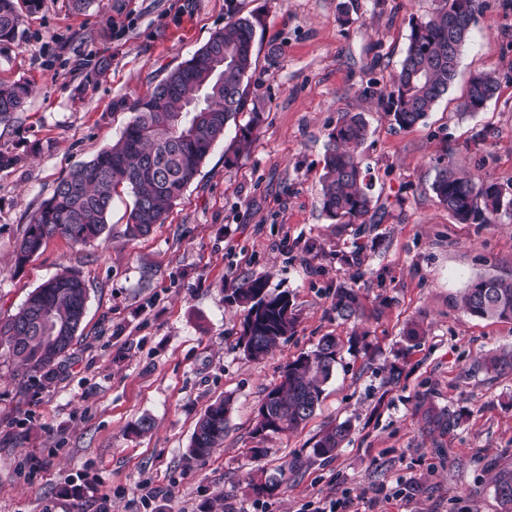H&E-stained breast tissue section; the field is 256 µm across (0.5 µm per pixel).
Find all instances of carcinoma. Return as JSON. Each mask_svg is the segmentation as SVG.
I'll list each match as a JSON object with an SVG mask.
<instances>
[{"label": "carcinoma", "mask_w": 512, "mask_h": 512, "mask_svg": "<svg viewBox=\"0 0 512 512\" xmlns=\"http://www.w3.org/2000/svg\"><path fill=\"white\" fill-rule=\"evenodd\" d=\"M427 17H414L405 54L392 85L379 88L367 83L365 97L384 106L398 128L407 130L422 123L437 102L453 86L461 51L469 40L480 0H436ZM224 28L213 33L190 59L156 83L129 105L132 116L112 145L95 158L70 170L58 182L50 198L31 215L14 254L21 267L39 254L46 241L61 236L73 245H86L107 231L108 216L118 188L133 194L125 233L130 238L148 234L165 222L169 210L194 180L212 147L224 140L225 128L235 124V140L225 156L253 141L264 122L254 107L241 124L244 112V80L256 69L255 36L261 20L239 17L227 9ZM21 15L16 0H0V42L13 41ZM498 82L490 74L473 75L458 106L459 114L472 116L497 93ZM32 89L26 83L0 84V124L18 118ZM368 123L360 112H345L327 135L321 175L322 210L335 224H379L386 207L378 204L367 181L361 148L368 139ZM431 191L461 223L494 224L512 219V193L493 181L476 180L458 171L452 155L437 163ZM88 287L74 270L62 269L35 288L13 314L0 319V348L17 366L15 379L25 388H49L71 359L74 342L84 321ZM242 311L238 343L244 354L263 359L280 340L294 332L297 318L288 293L269 292L262 277L247 278L231 294ZM464 312L472 317L512 321V282L495 276L473 280L461 296ZM338 317L355 323L367 318L360 291L340 285L334 293ZM339 351L336 337L326 335L315 348L299 354L285 366L279 384L262 399L254 435L264 440L298 429L315 412L323 388L333 375ZM481 368L488 373L512 370V351L486 354ZM231 398L207 406L198 418L184 454L191 465L208 457L224 443ZM426 428L451 434L463 420L462 412L432 404L423 410ZM351 433L350 421L328 427L319 435L310 456L328 459L336 455ZM286 483L285 470L250 481L253 494L272 497ZM494 493L501 512H512V470L498 472Z\"/></svg>", "instance_id": "obj_1"}]
</instances>
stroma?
Returning <instances> with one entry per match:
<instances>
[{
  "label": "stroma",
  "mask_w": 512,
  "mask_h": 512,
  "mask_svg": "<svg viewBox=\"0 0 512 512\" xmlns=\"http://www.w3.org/2000/svg\"><path fill=\"white\" fill-rule=\"evenodd\" d=\"M259 15L264 38L247 102L266 120L233 166L216 145L165 223L125 234L131 194L114 198L106 235L75 246L56 236L23 268L12 256L22 231L58 180L115 141L127 105L189 59L227 18L226 0H40L16 40L0 42V81L34 93L18 120L0 124V318L62 268L89 287L86 317L55 386L19 392L0 358V512H500L491 479L512 469V372L488 373L480 357L512 348V322L460 308L480 276L512 279V220L457 223L431 192L446 149L477 179L512 187V0H482L458 76L425 123L394 126L367 83L390 85L410 19L435 0H235ZM281 45L268 57L269 42ZM496 76L482 112L459 116L473 74ZM360 112L372 193L390 214L370 236L331 223L321 209L324 144L341 113ZM484 131L486 141L472 136ZM364 244V271L343 261ZM263 276L288 293L298 322L265 359L238 344L242 312L227 288ZM346 282L379 309L369 353L349 349L353 322L333 292ZM425 334L408 341L407 322ZM325 335L343 343L315 414L297 431L254 438L259 405L288 361ZM398 364V387L384 384ZM232 396L222 448L185 464L195 423ZM464 409L452 435L429 434L422 399ZM150 432H135L142 417ZM350 421L336 457L310 456L327 426ZM264 446L265 457L247 451ZM271 499L248 488L257 471L287 467Z\"/></svg>",
  "instance_id": "1"
}]
</instances>
